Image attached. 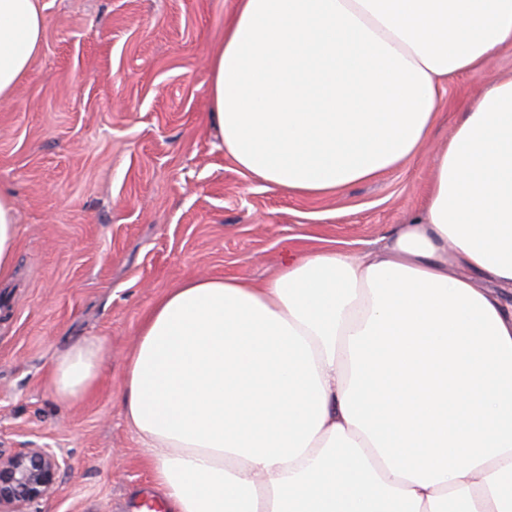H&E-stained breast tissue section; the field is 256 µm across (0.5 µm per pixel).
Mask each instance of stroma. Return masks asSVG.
Segmentation results:
<instances>
[{
    "mask_svg": "<svg viewBox=\"0 0 512 512\" xmlns=\"http://www.w3.org/2000/svg\"><path fill=\"white\" fill-rule=\"evenodd\" d=\"M32 74L0 103V187L20 232L0 286V448L66 462L31 512H149L146 450L118 405L143 316L189 279L278 273L286 250L355 253L418 211L462 105L512 78V45L448 87L421 152L332 194L285 193L224 155L210 123L209 59L234 0H40ZM95 336L108 355L72 405L47 379L55 353Z\"/></svg>",
    "mask_w": 512,
    "mask_h": 512,
    "instance_id": "obj_1",
    "label": "stroma"
}]
</instances>
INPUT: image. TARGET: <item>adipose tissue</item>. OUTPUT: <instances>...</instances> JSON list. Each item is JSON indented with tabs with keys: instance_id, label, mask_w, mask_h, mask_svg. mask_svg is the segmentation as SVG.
<instances>
[{
	"instance_id": "1",
	"label": "adipose tissue",
	"mask_w": 512,
	"mask_h": 512,
	"mask_svg": "<svg viewBox=\"0 0 512 512\" xmlns=\"http://www.w3.org/2000/svg\"><path fill=\"white\" fill-rule=\"evenodd\" d=\"M40 0H0V103ZM512 45V0H235L210 57L225 156L293 194L426 144L448 85ZM17 206L0 191V284ZM119 394L166 512H512V79L438 152L424 205L350 255L298 247L264 285L200 276L144 319ZM107 356L58 352L76 403Z\"/></svg>"
}]
</instances>
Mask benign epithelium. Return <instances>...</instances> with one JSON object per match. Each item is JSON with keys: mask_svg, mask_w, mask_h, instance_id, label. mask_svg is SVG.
I'll list each match as a JSON object with an SVG mask.
<instances>
[{"mask_svg": "<svg viewBox=\"0 0 512 512\" xmlns=\"http://www.w3.org/2000/svg\"><path fill=\"white\" fill-rule=\"evenodd\" d=\"M62 471V462L50 448H0V512H27L49 495Z\"/></svg>", "mask_w": 512, "mask_h": 512, "instance_id": "1", "label": "benign epithelium"}]
</instances>
